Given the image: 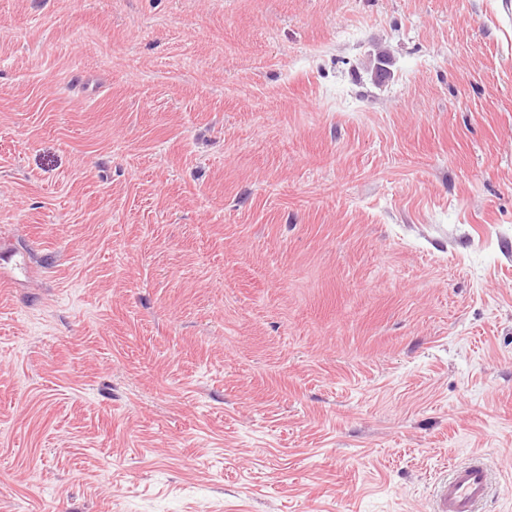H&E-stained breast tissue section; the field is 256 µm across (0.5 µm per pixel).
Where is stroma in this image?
<instances>
[{
  "label": "stroma",
  "mask_w": 512,
  "mask_h": 512,
  "mask_svg": "<svg viewBox=\"0 0 512 512\" xmlns=\"http://www.w3.org/2000/svg\"><path fill=\"white\" fill-rule=\"evenodd\" d=\"M0 512H512L507 0H0ZM464 464L448 470V478L438 486L434 512H477L491 489V474L486 464L475 453Z\"/></svg>",
  "instance_id": "1"
}]
</instances>
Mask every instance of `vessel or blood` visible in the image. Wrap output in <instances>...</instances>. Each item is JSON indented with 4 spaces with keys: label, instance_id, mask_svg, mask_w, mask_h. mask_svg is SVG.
Returning <instances> with one entry per match:
<instances>
[{
    "label": "vessel or blood",
    "instance_id": "vessel-or-blood-1",
    "mask_svg": "<svg viewBox=\"0 0 512 512\" xmlns=\"http://www.w3.org/2000/svg\"><path fill=\"white\" fill-rule=\"evenodd\" d=\"M491 489V474L480 458L452 466L440 483L434 512H478Z\"/></svg>",
    "mask_w": 512,
    "mask_h": 512
}]
</instances>
